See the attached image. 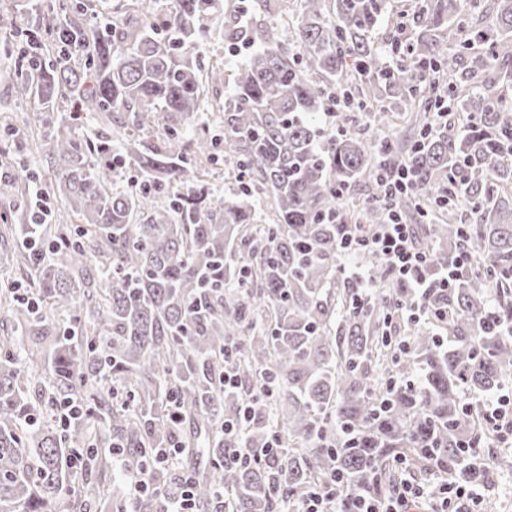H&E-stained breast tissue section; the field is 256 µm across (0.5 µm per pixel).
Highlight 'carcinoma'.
Instances as JSON below:
<instances>
[{"label": "carcinoma", "instance_id": "cac0c4a2", "mask_svg": "<svg viewBox=\"0 0 512 512\" xmlns=\"http://www.w3.org/2000/svg\"><path fill=\"white\" fill-rule=\"evenodd\" d=\"M215 2L119 0L100 16L93 0H54L31 19L0 3L15 59L0 85L38 113L22 141L80 220L32 224L23 210L24 223L0 226V242L30 239L4 264L38 276L34 292L0 289L14 327L0 336V512H59L65 497L84 512L103 496L93 476L114 449L164 492L153 449L206 443L197 506L275 512L332 491L340 474L386 495L403 458L458 473L463 445L486 441L461 392H494L512 371V339L486 326L512 320V0H413L398 17L391 0H258L257 10L230 0L225 53H249L217 116L221 137L201 120L199 48ZM386 21L394 33L376 46ZM336 96L370 123L317 126ZM441 110L448 126L435 130ZM397 115L414 138L369 141ZM88 117L95 139L80 133ZM219 150L238 171L235 195L203 180ZM127 161L137 189L116 190ZM400 167L411 194L356 223L421 213L446 194L448 219L420 238L431 256L422 276L469 254L448 290L428 296L448 312L439 332L413 325L404 353L386 327L412 287L372 254L370 292L336 286L342 225L322 221L361 180L380 192ZM30 191L20 176L0 192L18 204ZM262 194L274 198L271 224L257 223ZM38 353L50 355V393L33 402L27 364ZM233 370L249 378L246 417L244 397L224 389ZM65 402L79 411L63 420ZM102 420L106 445L81 447ZM227 422L239 432L224 433ZM274 433L285 443L270 451ZM226 448L255 461L226 459Z\"/></svg>", "mask_w": 512, "mask_h": 512}]
</instances>
